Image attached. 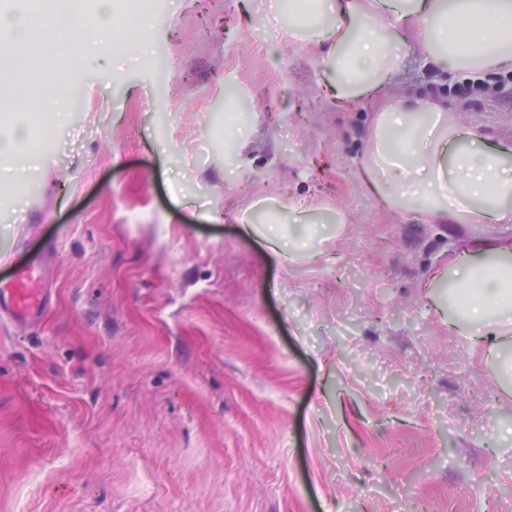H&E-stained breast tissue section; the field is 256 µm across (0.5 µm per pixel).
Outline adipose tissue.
Wrapping results in <instances>:
<instances>
[{
	"instance_id": "adipose-tissue-1",
	"label": "adipose tissue",
	"mask_w": 512,
	"mask_h": 512,
	"mask_svg": "<svg viewBox=\"0 0 512 512\" xmlns=\"http://www.w3.org/2000/svg\"><path fill=\"white\" fill-rule=\"evenodd\" d=\"M328 25L298 11L292 37L332 80L339 106L382 99L355 168L383 208L430 224H512V166L486 145L479 126L461 123L437 99L393 87L417 50L434 68L473 74L512 73V0H326ZM113 0H95L92 49L115 57L127 48L114 35ZM80 17L57 7L50 17L1 14L10 41L0 64L33 48L57 54L75 44ZM30 126H0V176L39 173ZM447 284L448 325L486 350L512 394V241L477 236L433 275Z\"/></svg>"
}]
</instances>
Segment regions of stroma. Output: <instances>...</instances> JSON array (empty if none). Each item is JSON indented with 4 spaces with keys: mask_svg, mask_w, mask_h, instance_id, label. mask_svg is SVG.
Instances as JSON below:
<instances>
[{
    "mask_svg": "<svg viewBox=\"0 0 512 512\" xmlns=\"http://www.w3.org/2000/svg\"><path fill=\"white\" fill-rule=\"evenodd\" d=\"M147 4L145 60L4 73L18 123L65 120L0 191V283L40 260L51 284L38 323L0 320V512H512V395L429 285L471 228L372 201L353 160L380 104L328 106L289 0ZM395 90L512 146V73L418 56ZM307 194L310 256L266 263L271 212Z\"/></svg>",
    "mask_w": 512,
    "mask_h": 512,
    "instance_id": "stroma-1",
    "label": "stroma"
}]
</instances>
